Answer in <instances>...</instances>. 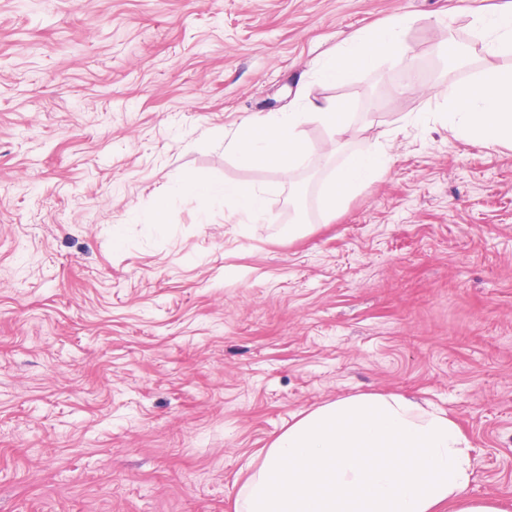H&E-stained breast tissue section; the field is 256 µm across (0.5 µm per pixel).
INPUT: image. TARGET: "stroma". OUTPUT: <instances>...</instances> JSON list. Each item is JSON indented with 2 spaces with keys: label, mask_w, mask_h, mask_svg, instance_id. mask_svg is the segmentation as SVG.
<instances>
[{
  "label": "stroma",
  "mask_w": 512,
  "mask_h": 512,
  "mask_svg": "<svg viewBox=\"0 0 512 512\" xmlns=\"http://www.w3.org/2000/svg\"><path fill=\"white\" fill-rule=\"evenodd\" d=\"M503 7L0 0V512H235L263 448L358 392L447 412L470 495L512 488V149L456 138L389 60L316 76L401 14L433 86L512 68L469 28ZM339 99L351 130L330 153L305 124L292 180L226 149L247 117ZM376 141L389 173L325 212ZM188 176L268 187L264 219L172 195Z\"/></svg>",
  "instance_id": "stroma-1"
}]
</instances>
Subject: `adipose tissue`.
Returning <instances> with one entry per match:
<instances>
[{
    "label": "adipose tissue",
    "instance_id": "obj_1",
    "mask_svg": "<svg viewBox=\"0 0 512 512\" xmlns=\"http://www.w3.org/2000/svg\"><path fill=\"white\" fill-rule=\"evenodd\" d=\"M410 23L401 15L379 31L350 34L321 61L318 79L341 83L387 58L402 68L409 85H417L405 38ZM470 27L491 53L512 54L511 11L473 16ZM442 97L457 138L512 145L511 68L481 70L449 84ZM309 122L334 136L352 125L346 102H311L300 112L245 119L229 148L240 164H266L289 179L313 151L301 135ZM392 162L382 143L361 148L326 183L325 209L336 211L360 186L386 175ZM171 191L206 197L252 221L267 210L262 188L188 177ZM470 450L458 422L403 394L339 397L302 414L273 439L238 493L237 512H505L500 498L470 496Z\"/></svg>",
    "mask_w": 512,
    "mask_h": 512
}]
</instances>
